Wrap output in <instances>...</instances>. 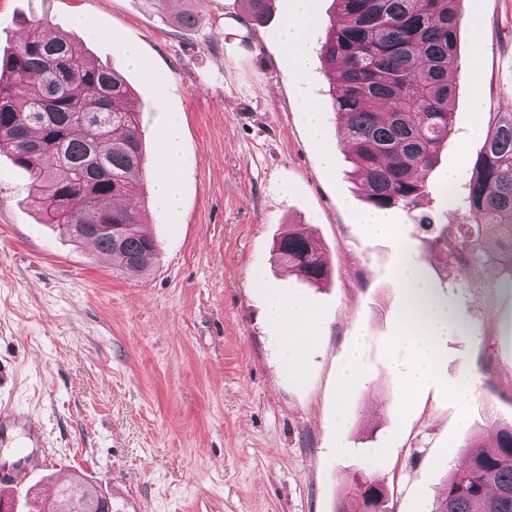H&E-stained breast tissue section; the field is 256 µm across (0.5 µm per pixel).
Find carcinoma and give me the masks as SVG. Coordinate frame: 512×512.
I'll return each instance as SVG.
<instances>
[{
	"label": "carcinoma",
	"instance_id": "carcinoma-1",
	"mask_svg": "<svg viewBox=\"0 0 512 512\" xmlns=\"http://www.w3.org/2000/svg\"><path fill=\"white\" fill-rule=\"evenodd\" d=\"M251 20L265 21L270 0H244ZM458 0H334L336 17L321 54L334 91L332 108L370 206L411 210L435 195L441 215L424 216L436 266L496 271L512 288V113H496L470 178L434 184L430 174L454 134L448 74L458 68ZM0 56V151L26 171L29 203L73 241H89L121 270L145 271L158 250L143 229L140 193L144 149L142 107L123 75L85 55L42 18ZM97 224H127L119 240ZM277 261L318 285L328 263L311 234L290 233L274 244ZM483 441L467 443L432 512H512V421H496ZM388 491L368 474L353 475L334 512H389Z\"/></svg>",
	"mask_w": 512,
	"mask_h": 512
}]
</instances>
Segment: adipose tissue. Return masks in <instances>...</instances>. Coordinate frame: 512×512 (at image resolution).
I'll use <instances>...</instances> for the list:
<instances>
[{"label":"adipose tissue","mask_w":512,"mask_h":512,"mask_svg":"<svg viewBox=\"0 0 512 512\" xmlns=\"http://www.w3.org/2000/svg\"><path fill=\"white\" fill-rule=\"evenodd\" d=\"M294 8L282 29V45L293 68L304 73L307 68V39L310 33L308 0H293ZM180 148L170 137L164 138L154 169V180L160 195L177 204L175 176L179 168ZM405 292L404 333L413 348L412 357L400 369L403 403H411L420 386L436 379V354L440 343L455 326V318L447 303L431 288L428 279L410 261L397 270ZM267 317L270 325L284 331L281 354L289 370L299 371V353L310 340L308 309L300 302L284 298L273 303Z\"/></svg>","instance_id":"obj_1"}]
</instances>
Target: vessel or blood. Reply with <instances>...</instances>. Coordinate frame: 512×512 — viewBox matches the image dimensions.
<instances>
[{
    "label": "vessel or blood",
    "instance_id": "obj_1",
    "mask_svg": "<svg viewBox=\"0 0 512 512\" xmlns=\"http://www.w3.org/2000/svg\"><path fill=\"white\" fill-rule=\"evenodd\" d=\"M21 434L17 449L0 462V483L17 486L33 473L53 464L40 420L33 413L12 406L0 408V445Z\"/></svg>",
    "mask_w": 512,
    "mask_h": 512
}]
</instances>
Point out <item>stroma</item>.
Here are the masks:
<instances>
[{"mask_svg":"<svg viewBox=\"0 0 512 512\" xmlns=\"http://www.w3.org/2000/svg\"><path fill=\"white\" fill-rule=\"evenodd\" d=\"M188 7L169 0L164 22L147 0H0V54L28 18H47L134 89L148 169L167 130L183 148L178 209L150 172L143 178L141 216L159 248L147 272L114 271L92 244L44 223L27 174L0 153V406L34 412L56 461L16 496L68 512L46 485L78 477L125 512H334L362 471L385 482L390 512H431L462 446L488 422L512 420V290L481 267L464 288L429 272L457 327L440 346L439 379L402 406L397 368L409 346L395 270L405 258L425 263L419 218L436 205L391 210L387 238L358 223L370 206L320 54L333 0H311L303 78L279 42L290 0H272L257 26L243 0H199L186 28L176 17ZM458 11L454 136L437 184L452 167L466 181L493 113L512 112V0H460ZM91 26L111 41L89 36ZM125 43L139 47L140 66ZM304 100L336 144L333 168L309 140ZM291 227L318 238L327 282L309 285L275 262L273 243ZM280 295L312 314L297 374L266 320ZM355 342L363 372L344 389Z\"/></svg>","mask_w":512,"mask_h":512,"instance_id":"1","label":"stroma"}]
</instances>
